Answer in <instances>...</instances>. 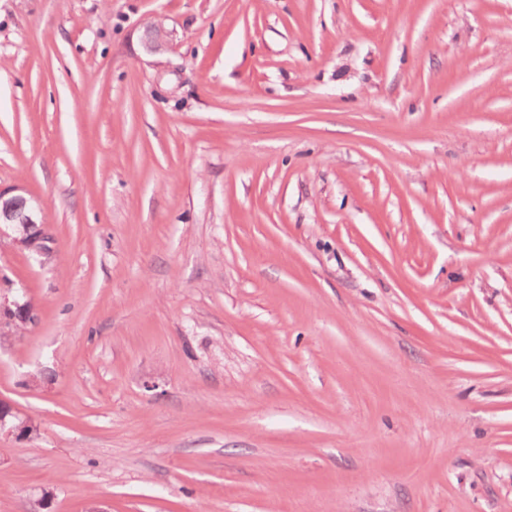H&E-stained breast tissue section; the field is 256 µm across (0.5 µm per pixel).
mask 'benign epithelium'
Returning a JSON list of instances; mask_svg holds the SVG:
<instances>
[{"instance_id":"benign-epithelium-1","label":"benign epithelium","mask_w":512,"mask_h":512,"mask_svg":"<svg viewBox=\"0 0 512 512\" xmlns=\"http://www.w3.org/2000/svg\"><path fill=\"white\" fill-rule=\"evenodd\" d=\"M154 40L146 46L149 54H161L167 51L170 33L163 23L152 25ZM23 188H0V225L17 226L22 228L20 238L11 239L16 248L28 251L37 259L47 258L52 253V237L47 232L42 220L38 218V208L31 200L21 195ZM35 319L34 309L28 308L19 301L0 300V333L3 329L18 328Z\"/></svg>"}]
</instances>
